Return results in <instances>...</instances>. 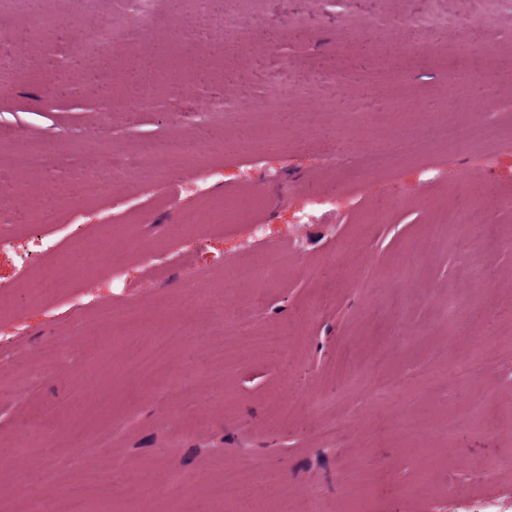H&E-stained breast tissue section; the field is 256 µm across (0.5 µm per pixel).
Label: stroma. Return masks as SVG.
Segmentation results:
<instances>
[{"mask_svg":"<svg viewBox=\"0 0 512 512\" xmlns=\"http://www.w3.org/2000/svg\"><path fill=\"white\" fill-rule=\"evenodd\" d=\"M216 7L205 21L186 0H154L145 23L122 0H0L13 74L0 86V289L16 297L0 306V512L92 472L112 490L90 488L89 512H250L236 487L211 491L227 467L289 512L312 499L327 512H512L497 489L512 483V0ZM39 11L55 36L32 33ZM78 14L111 20L120 56L92 51ZM170 57L180 81L142 104L141 67ZM394 64L409 91L396 109L367 79ZM275 88L285 97L262 110ZM114 93L125 107L102 117ZM218 93L236 112H209ZM448 120L483 129L484 148L443 144ZM170 135L187 155L164 176L138 163L114 180L113 152ZM400 137L411 154H391ZM18 153L31 166L15 167ZM474 191L491 201L469 237L433 227ZM313 193L340 221L298 248L293 221ZM199 215L213 218L202 255ZM66 257L78 272L27 293ZM467 260L481 285L461 275ZM241 263L271 280H235ZM219 335L220 362L207 353ZM153 339L171 372L198 378L200 402L167 376L131 375ZM488 392L507 416L479 434L449 428ZM341 422L349 434L324 436ZM21 447L30 468L14 462Z\"/></svg>","mask_w":512,"mask_h":512,"instance_id":"stroma-1","label":"stroma"}]
</instances>
